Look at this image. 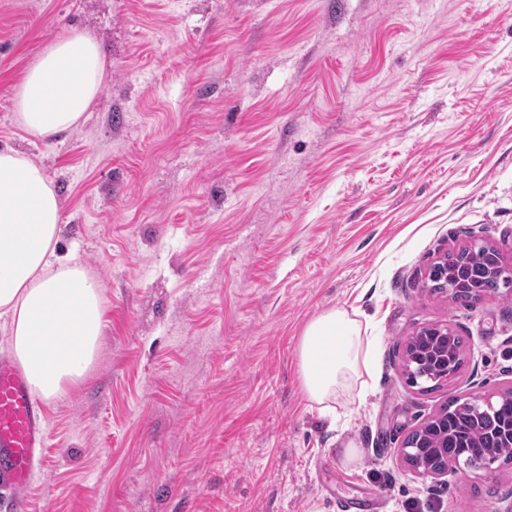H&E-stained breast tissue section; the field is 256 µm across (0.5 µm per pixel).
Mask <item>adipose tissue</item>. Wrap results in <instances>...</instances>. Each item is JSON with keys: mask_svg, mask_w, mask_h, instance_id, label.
Masks as SVG:
<instances>
[{"mask_svg": "<svg viewBox=\"0 0 512 512\" xmlns=\"http://www.w3.org/2000/svg\"><path fill=\"white\" fill-rule=\"evenodd\" d=\"M97 40L74 29L26 67L14 118L32 138L50 142L77 127L108 77ZM61 205L41 166L0 150V317L34 394L54 402L77 386L97 356L105 322L100 282L61 253ZM373 337L355 314L323 312L297 344L300 388L321 410L365 388Z\"/></svg>", "mask_w": 512, "mask_h": 512, "instance_id": "ef3b65f1", "label": "adipose tissue"}]
</instances>
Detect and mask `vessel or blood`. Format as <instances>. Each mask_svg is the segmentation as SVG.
Listing matches in <instances>:
<instances>
[{"instance_id": "vessel-or-blood-1", "label": "vessel or blood", "mask_w": 512, "mask_h": 512, "mask_svg": "<svg viewBox=\"0 0 512 512\" xmlns=\"http://www.w3.org/2000/svg\"><path fill=\"white\" fill-rule=\"evenodd\" d=\"M49 434L24 371L0 358V481L30 486L47 464Z\"/></svg>"}]
</instances>
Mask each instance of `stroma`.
I'll list each match as a JSON object with an SVG mask.
<instances>
[{"mask_svg":"<svg viewBox=\"0 0 512 512\" xmlns=\"http://www.w3.org/2000/svg\"><path fill=\"white\" fill-rule=\"evenodd\" d=\"M73 28L110 73L47 146L14 87ZM3 147L56 188L105 329L42 408L44 473L0 486V512L512 506V463L431 483L397 454L449 400L512 390V288L460 302L426 278L473 236L512 263V0H0ZM336 307L362 313L373 373L324 414L296 348ZM437 324L464 363L411 385L403 346Z\"/></svg>","mask_w":512,"mask_h":512,"instance_id":"1","label":"stroma"}]
</instances>
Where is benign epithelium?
<instances>
[{"label":"benign epithelium","mask_w":512,"mask_h":512,"mask_svg":"<svg viewBox=\"0 0 512 512\" xmlns=\"http://www.w3.org/2000/svg\"><path fill=\"white\" fill-rule=\"evenodd\" d=\"M481 251L488 255L490 263L479 275L466 266L468 256L472 252ZM434 269L438 277L431 280V288L435 291L445 293L454 300L462 299L466 295L470 299H478L482 296L478 288L479 281L491 276H511L512 270L505 267L498 249L490 242L473 238L454 252L447 253L434 263ZM451 329L446 325L425 326L419 329L415 338L426 341V353L434 363L435 370L427 373L419 369L418 358L404 351L402 356L403 371L413 380L424 379L432 382H442L453 378L457 371L448 366V336ZM507 399L512 401V390L493 399L491 395L470 396L458 404L461 410L492 411L499 404V401ZM420 430L412 431L404 440L402 448L399 449L400 458L410 466L418 475L423 478L438 479L448 474L450 460L442 464L430 467L421 463L420 457Z\"/></svg>","instance_id":"obj_1"}]
</instances>
